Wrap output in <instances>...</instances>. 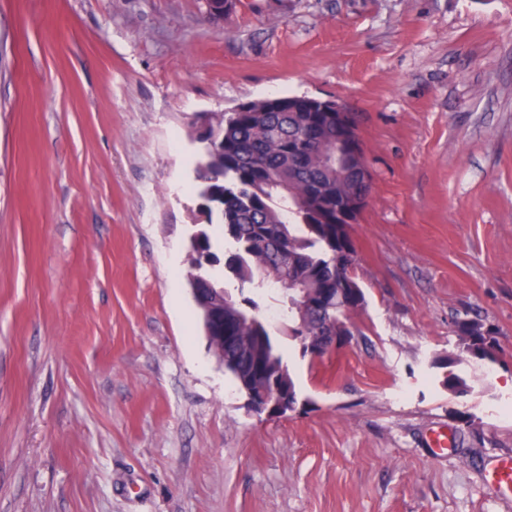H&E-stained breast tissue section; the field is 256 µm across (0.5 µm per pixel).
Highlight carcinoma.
<instances>
[{
  "label": "carcinoma",
  "instance_id": "carcinoma-1",
  "mask_svg": "<svg viewBox=\"0 0 512 512\" xmlns=\"http://www.w3.org/2000/svg\"><path fill=\"white\" fill-rule=\"evenodd\" d=\"M332 106L309 96H278L238 104L214 113L195 133L201 143L195 162V190L205 204L204 222L224 229V275L237 294L224 288L206 266L218 262L212 241L201 228L191 240L193 273L210 288L224 289V335L236 337L224 365L239 390L255 396L283 384L289 397L297 390L284 359L280 337L307 355V341L352 335V315L365 304L355 282L356 253L349 229L371 183L354 170L345 129ZM273 299L280 310L276 327L261 318V306ZM472 320L457 325L455 356L442 365L492 358V330L475 331ZM475 377L448 378V391L464 396Z\"/></svg>",
  "mask_w": 512,
  "mask_h": 512
}]
</instances>
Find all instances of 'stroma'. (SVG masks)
I'll use <instances>...</instances> for the list:
<instances>
[{
	"mask_svg": "<svg viewBox=\"0 0 512 512\" xmlns=\"http://www.w3.org/2000/svg\"><path fill=\"white\" fill-rule=\"evenodd\" d=\"M279 95L356 115L366 302L260 417L187 285L190 134ZM469 318L497 343L458 397ZM507 454L512 0H0V512H512ZM489 480L503 496L512 495V456H507L489 471Z\"/></svg>",
	"mask_w": 512,
	"mask_h": 512,
	"instance_id": "35a3bbf8",
	"label": "stroma"
}]
</instances>
